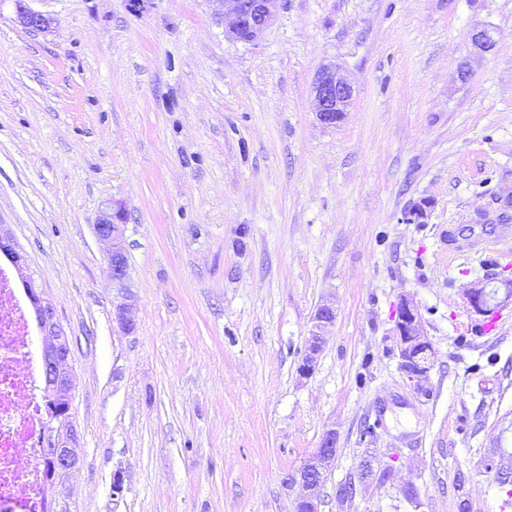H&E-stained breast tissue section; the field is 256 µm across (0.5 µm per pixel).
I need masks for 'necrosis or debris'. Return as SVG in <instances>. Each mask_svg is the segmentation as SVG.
I'll use <instances>...</instances> for the list:
<instances>
[{"label": "necrosis or debris", "mask_w": 512, "mask_h": 512, "mask_svg": "<svg viewBox=\"0 0 512 512\" xmlns=\"http://www.w3.org/2000/svg\"><path fill=\"white\" fill-rule=\"evenodd\" d=\"M42 352L14 275L0 263V512H43Z\"/></svg>", "instance_id": "1"}]
</instances>
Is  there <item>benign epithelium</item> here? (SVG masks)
I'll return each instance as SVG.
<instances>
[{
  "mask_svg": "<svg viewBox=\"0 0 512 512\" xmlns=\"http://www.w3.org/2000/svg\"><path fill=\"white\" fill-rule=\"evenodd\" d=\"M18 22L26 29L44 32L51 24L50 17L30 6L32 0H13ZM224 17L229 24L224 28V37L235 42L253 43L263 37L274 22L277 0H223ZM472 46L481 52H488L494 46L491 31L476 28L470 34ZM313 106L319 120L326 125H336L345 118L354 97V87L332 64L322 66L313 85ZM124 215L121 209L107 203L94 224L95 234L102 241L112 242L108 254V270L114 281L126 277V268L122 258L125 256L122 241ZM512 286V277H504L497 282L495 289L486 287L472 288L467 293V302L478 314L486 312L492 304L494 295L501 289ZM30 297L45 318L44 338L49 348L46 370L55 376L67 396H72L73 378L68 367L70 355L69 339L57 324L50 303L43 301L37 288L30 289ZM120 328L131 333L137 326L135 305L126 300L116 307ZM336 312L332 305L318 306L313 317L311 336L308 337V353L302 360L299 372L310 376L315 367L316 356L321 350L324 334L333 326ZM395 336L399 345L401 369L409 380L421 383L433 369L435 352L429 342L422 323L419 306L409 299L402 300L395 321ZM79 439L78 431L73 427L71 417L65 416L57 426L45 428L42 445L48 448L56 459L55 485L63 488L78 467L76 452ZM336 456V432L328 431L323 435L319 448L299 470L288 474L287 486H299L306 494L299 497L297 504L307 506L308 512H318V491L324 476Z\"/></svg>",
  "mask_w": 512,
  "mask_h": 512,
  "instance_id": "benign-epithelium-1",
  "label": "benign epithelium"
}]
</instances>
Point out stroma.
Returning <instances> with one entry per match:
<instances>
[{"instance_id": "stroma-1", "label": "stroma", "mask_w": 512, "mask_h": 512, "mask_svg": "<svg viewBox=\"0 0 512 512\" xmlns=\"http://www.w3.org/2000/svg\"><path fill=\"white\" fill-rule=\"evenodd\" d=\"M33 6L49 30L0 0V234L70 341L74 512H295L285 478L329 430L319 512H501L512 321L480 347L454 323L502 274L474 241L512 231V0H279L255 43L225 39L222 0ZM328 63L355 87L334 126L311 103ZM107 202L120 283L94 232ZM405 297L436 353L418 388ZM34 0H13L18 22L26 29L44 32L51 24L50 17L30 6ZM124 215L117 205L106 203L94 224L97 238L102 241H111L112 250L108 254V270L112 281H122L126 277V268L122 258L125 256L122 241V226ZM395 336L401 369L410 381H416V386H419L433 369L435 352L425 334L419 306L409 299H403L400 304ZM335 319L336 312L332 305L322 304L316 309L311 336L308 337V353L299 367V372L302 376L307 377L313 373L316 356L321 350L324 341V334L333 326Z\"/></svg>"}]
</instances>
